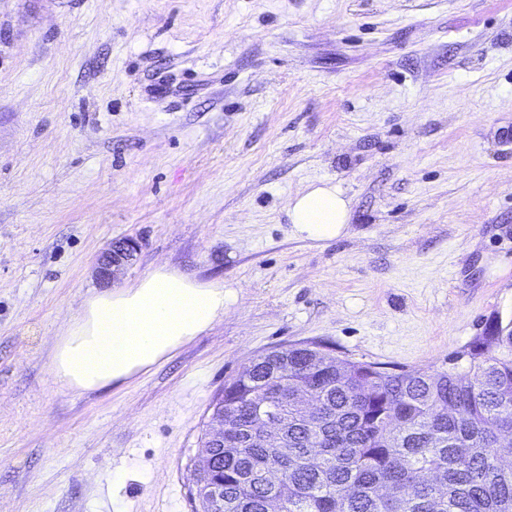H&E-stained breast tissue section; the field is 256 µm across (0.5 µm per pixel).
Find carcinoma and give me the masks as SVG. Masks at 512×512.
I'll use <instances>...</instances> for the list:
<instances>
[{"instance_id": "obj_1", "label": "carcinoma", "mask_w": 512, "mask_h": 512, "mask_svg": "<svg viewBox=\"0 0 512 512\" xmlns=\"http://www.w3.org/2000/svg\"><path fill=\"white\" fill-rule=\"evenodd\" d=\"M224 444L201 438L198 490L222 512H512V320L493 321L465 372L339 365L272 350L224 384ZM288 417L283 439L256 421Z\"/></svg>"}]
</instances>
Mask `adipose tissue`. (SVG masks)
<instances>
[{"instance_id":"adipose-tissue-1","label":"adipose tissue","mask_w":512,"mask_h":512,"mask_svg":"<svg viewBox=\"0 0 512 512\" xmlns=\"http://www.w3.org/2000/svg\"><path fill=\"white\" fill-rule=\"evenodd\" d=\"M288 219L312 240H332L350 220V202L329 182L288 200ZM224 316V285L161 265L130 286L90 290L57 340L56 380L70 391L101 390L149 371Z\"/></svg>"}]
</instances>
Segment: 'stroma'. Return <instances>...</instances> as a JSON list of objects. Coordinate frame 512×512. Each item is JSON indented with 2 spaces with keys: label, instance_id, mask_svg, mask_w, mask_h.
<instances>
[{
  "label": "stroma",
  "instance_id": "35a3bbf8",
  "mask_svg": "<svg viewBox=\"0 0 512 512\" xmlns=\"http://www.w3.org/2000/svg\"><path fill=\"white\" fill-rule=\"evenodd\" d=\"M350 201L336 239L290 196ZM167 265L224 318L84 393L54 345ZM512 318V0H0V512H192L210 405L252 358L469 367ZM350 201L330 182L308 185L288 200V219L312 240L335 239L350 220ZM136 243L132 240L118 241L112 244L101 256L97 275L104 281L110 282L115 268L122 266L133 257Z\"/></svg>",
  "mask_w": 512,
  "mask_h": 512
}]
</instances>
